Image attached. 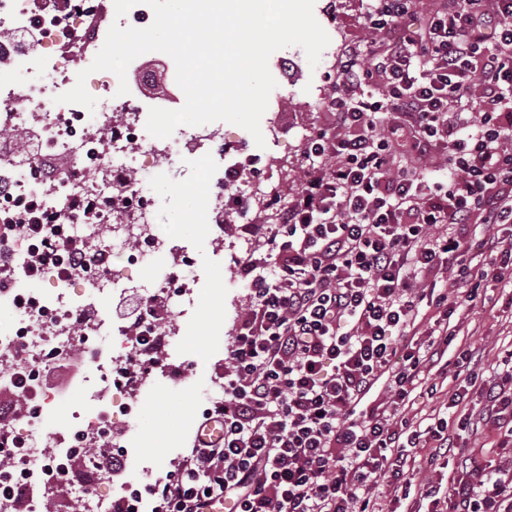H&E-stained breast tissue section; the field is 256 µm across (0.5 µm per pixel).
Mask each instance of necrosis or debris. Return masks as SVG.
<instances>
[{"label":"necrosis or debris","mask_w":512,"mask_h":512,"mask_svg":"<svg viewBox=\"0 0 512 512\" xmlns=\"http://www.w3.org/2000/svg\"><path fill=\"white\" fill-rule=\"evenodd\" d=\"M151 14L142 2L120 17L114 0H0V131L33 138L32 149L21 156L0 148L6 170L0 187L10 193L9 203L0 202V250H13L19 270L0 290V303L13 309L10 323L0 326V386L15 390L24 406L22 425L0 420V451L12 452L10 467L0 468V487L14 488L11 497L0 498V512H16L22 504L39 512L51 491L73 512H112L111 503L87 492L74 466L86 448L109 441L117 423L142 414L159 380L148 338L164 335L169 347L180 345L153 317L116 326L76 304L86 293L109 299L133 271L160 268L172 253L155 220L156 202L138 173L153 167L181 179L203 159L211 189L201 195L198 212L206 223L223 224L245 203V193L224 194L226 172L243 165L225 153L223 124L182 126L169 138L152 137L145 128L149 107L139 103L138 87L118 94L116 75L105 71L86 80L97 100L94 110L56 100L76 83L71 60L90 66L114 22H142ZM29 199L55 217L45 228L48 240L62 235L86 245L80 268L63 272L47 266L39 278L26 276L40 257L14 240L12 231L20 222L17 204ZM197 280L193 261H186L177 280L146 284L142 301L148 305L166 294L177 304L195 305ZM107 339L117 354L98 369L112 382L111 401L104 405L85 396V420L59 435L54 452H46L40 432L54 397L44 376L75 351L96 354Z\"/></svg>","instance_id":"1"}]
</instances>
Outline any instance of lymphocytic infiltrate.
<instances>
[{
    "label": "lymphocytic infiltrate",
    "instance_id": "f902f5d3",
    "mask_svg": "<svg viewBox=\"0 0 512 512\" xmlns=\"http://www.w3.org/2000/svg\"><path fill=\"white\" fill-rule=\"evenodd\" d=\"M367 24L399 35L381 53L347 51L330 105L338 132L317 131L304 150L330 174L306 179L267 225L266 251L241 262L247 309L224 398L205 415L224 436L151 487L155 512L220 497L233 512H512V465L490 469L485 448L458 443L476 427L512 446V350L491 377L460 352L479 413L461 412L455 391L425 426L403 414L413 392L447 380L452 316L474 307L481 283L512 287V0H447L420 33L410 0H380ZM372 82L381 96L366 95ZM435 152L446 162L429 184L420 161ZM26 210L29 248L71 268L79 246L46 244L51 215ZM446 272L452 287L430 282ZM414 450L432 469L460 457V471L414 484Z\"/></svg>",
    "mask_w": 512,
    "mask_h": 512
}]
</instances>
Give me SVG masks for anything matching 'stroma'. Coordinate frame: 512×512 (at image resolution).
I'll return each mask as SVG.
<instances>
[{
    "instance_id": "1",
    "label": "stroma",
    "mask_w": 512,
    "mask_h": 512,
    "mask_svg": "<svg viewBox=\"0 0 512 512\" xmlns=\"http://www.w3.org/2000/svg\"><path fill=\"white\" fill-rule=\"evenodd\" d=\"M376 3L315 0L314 15L330 37L317 66H309L298 46L271 55L269 70L278 90L270 94L260 122L265 148H258L245 129L225 124L224 137L232 153L254 159L263 186L248 210L225 222L223 233L208 232L203 224L172 221L175 212L192 211L195 195L205 190L204 175L187 181L157 174L151 177L160 228L195 259L201 301L197 310L184 313L165 296H157V312L167 328L178 330L182 345L173 355L167 347H160L154 355L156 365L176 366L188 372L190 378L181 385L160 381L142 416L135 423L116 427L145 484L165 480L182 467L195 443L204 411L223 396L222 391L213 389L212 380L228 366L234 325L247 304V281L240 261L248 249L262 246L259 225L276 223L279 210L294 201L305 176L323 174V167L309 165L304 157L306 139L316 130L334 129V117L322 104L338 86L339 65L346 50L357 47L381 51L391 42V33L375 36L364 26L367 13ZM153 276L148 269L134 272L116 296L99 302L86 294L79 305L87 312L122 323L120 304L135 302L141 281ZM487 294L488 302L461 315L456 338L448 347L449 359H456L460 347L465 346L474 349L483 367L488 368L512 348V288H491ZM73 360L76 371L60 384L50 423L41 434L43 446L49 451L57 446L58 432L69 426L77 407L75 396L81 391L84 376L94 368L86 353L75 354Z\"/></svg>"
}]
</instances>
